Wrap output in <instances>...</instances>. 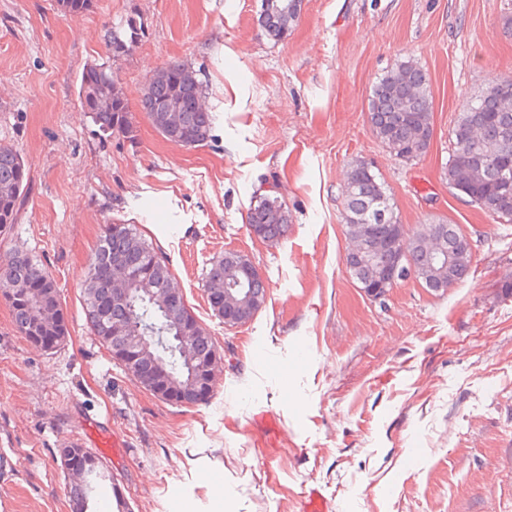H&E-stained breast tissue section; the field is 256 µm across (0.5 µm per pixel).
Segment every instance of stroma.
<instances>
[{"instance_id":"1","label":"stroma","mask_w":512,"mask_h":512,"mask_svg":"<svg viewBox=\"0 0 512 512\" xmlns=\"http://www.w3.org/2000/svg\"><path fill=\"white\" fill-rule=\"evenodd\" d=\"M502 0H302L280 40L261 0H0V144L29 169L17 222L0 232L53 277L69 335L46 351L0 301V512H72L59 455L86 419L122 442L108 467L131 512H512V224L445 176L449 132L496 76L512 74ZM144 31L112 60L107 36ZM427 73L434 133L420 160L373 135V85L397 60ZM191 67L216 117L195 147L166 140L141 107L147 78ZM92 63L115 71L134 137H107L78 101ZM371 163L406 237L444 220L470 240L465 279L438 293L400 281L383 301L346 263L341 190ZM288 209L286 235L254 237L258 197ZM136 225L167 261L224 363L207 403L179 406L135 381L91 334L84 274L106 225ZM235 251L259 268L262 310L225 327L204 273ZM307 355L297 360L294 346ZM498 467L495 486L485 460Z\"/></svg>"}]
</instances>
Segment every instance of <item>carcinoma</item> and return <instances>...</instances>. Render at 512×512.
Segmentation results:
<instances>
[{"mask_svg": "<svg viewBox=\"0 0 512 512\" xmlns=\"http://www.w3.org/2000/svg\"><path fill=\"white\" fill-rule=\"evenodd\" d=\"M280 0H262L259 24L265 33L280 39L293 24L298 12L286 19L276 8ZM142 26L131 18L126 27L113 30L108 36V49L117 57L119 42L139 35ZM169 77L153 82L144 93L141 105L149 120L160 128L161 106L180 87L183 123L176 143L194 147L206 142L214 124V115L197 107L204 94L203 83L189 77L191 70L182 63L167 66ZM110 79L109 97L97 95L100 83ZM78 100L92 114L102 133L108 136L133 138L131 113L111 67L92 63L82 71ZM433 97L428 74L414 60L403 59L394 64L374 86L368 103V119L372 133L382 143L398 147L395 156L406 163L420 159L429 148L432 136ZM455 150L448 159V185L467 196L500 221L512 223V187L504 185V177L512 173V80L490 85L461 113L451 129ZM28 171L17 150L0 144V231L17 220L20 200L27 189ZM345 224H374L376 240L390 234V225L398 223L394 203L384 182L363 161L353 164L343 186ZM377 209L385 211L384 222L370 220ZM288 210L276 197L260 198L248 213V225L260 238L277 241L288 231ZM440 239L454 258L445 269L432 267L430 257L420 246L422 236ZM471 247L454 224L432 221L422 225L420 235L408 240L406 262L409 271L434 292H445L461 282L471 264ZM243 258L228 251L212 260L205 273V293L212 315L224 319V289L232 282L236 263ZM345 261L356 281H368L385 262V255L371 260L364 255H348ZM124 268L148 278L156 288L165 287L171 277L166 260L130 224H110L88 264L82 288L83 303L90 327L109 351L122 349L129 336H143L142 363L144 371L137 379L145 389L166 386L162 398L171 400L170 392H183L176 399L179 405H198L208 398H198L187 363L173 337L191 325L194 339L192 351L202 363L213 352L215 343L207 330L190 314L182 300L168 301L148 295L135 288L130 297L118 299L106 285L112 273ZM251 297L265 303L267 292L261 274H254L247 284ZM0 298L12 310L17 330L34 344L51 350L68 335L67 318L58 291L49 273L21 252L0 255ZM78 472L82 477L69 487L74 512H88L95 491L93 474L102 467L88 452L75 450Z\"/></svg>", "mask_w": 512, "mask_h": 512, "instance_id": "1", "label": "carcinoma"}]
</instances>
